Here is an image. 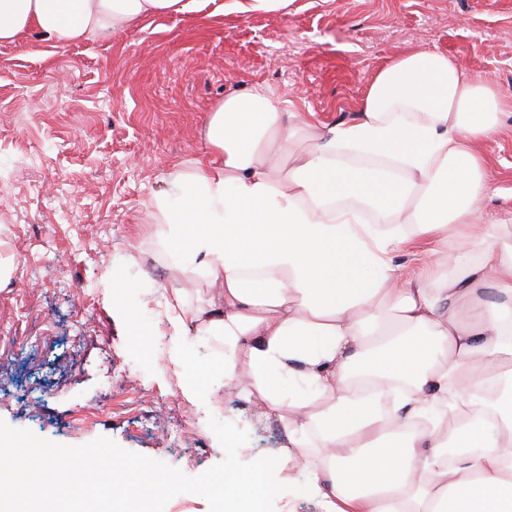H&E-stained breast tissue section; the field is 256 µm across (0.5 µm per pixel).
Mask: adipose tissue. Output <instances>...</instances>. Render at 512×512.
<instances>
[{"mask_svg": "<svg viewBox=\"0 0 512 512\" xmlns=\"http://www.w3.org/2000/svg\"><path fill=\"white\" fill-rule=\"evenodd\" d=\"M200 5L0 0V43L36 30L65 46ZM510 107L441 52L402 55L369 83L359 121L318 129L281 177L276 157L306 117L233 94L209 117L202 165L152 204L178 262L222 285L205 308L175 297L173 323L223 341L225 380L262 413L293 409V455L326 512H512V374L498 372L512 357V230L478 223L488 183L471 149ZM417 237L433 259L403 273L392 253Z\"/></svg>", "mask_w": 512, "mask_h": 512, "instance_id": "adipose-tissue-1", "label": "adipose tissue"}]
</instances>
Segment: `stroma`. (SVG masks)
<instances>
[{
    "mask_svg": "<svg viewBox=\"0 0 512 512\" xmlns=\"http://www.w3.org/2000/svg\"><path fill=\"white\" fill-rule=\"evenodd\" d=\"M138 20L103 39L55 45L38 31L0 43V420L56 443L108 437L194 477L221 462L210 418L244 429L241 461L283 456L286 423L264 418L210 368L221 340L182 347L167 307L206 306L209 275L179 266L150 205L193 169L213 110L255 89L316 124L355 121L388 61L436 50L512 98V0H277L237 11ZM489 190L480 221H512V115L478 144ZM122 269L139 333L113 315ZM274 512H323L275 472Z\"/></svg>",
    "mask_w": 512,
    "mask_h": 512,
    "instance_id": "stroma-1",
    "label": "stroma"
}]
</instances>
